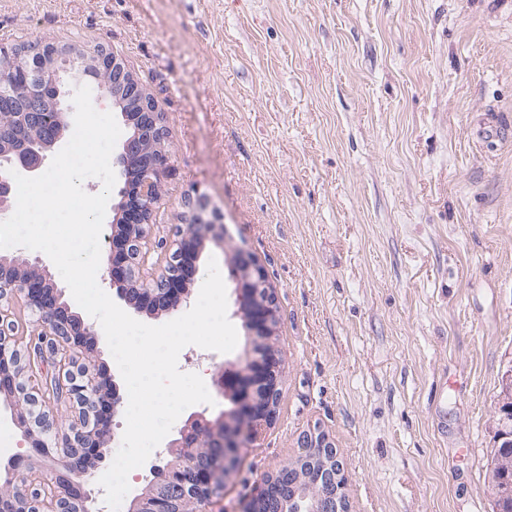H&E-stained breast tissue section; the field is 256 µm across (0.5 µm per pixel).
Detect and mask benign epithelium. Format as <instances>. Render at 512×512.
Returning a JSON list of instances; mask_svg holds the SVG:
<instances>
[{
  "label": "benign epithelium",
  "instance_id": "1",
  "mask_svg": "<svg viewBox=\"0 0 512 512\" xmlns=\"http://www.w3.org/2000/svg\"><path fill=\"white\" fill-rule=\"evenodd\" d=\"M0 55L9 61L0 70V106L14 111L12 124L0 127V169L7 171L0 177V221L10 216L14 178L9 171L36 176L47 154L63 146L64 132L72 128L74 113L67 101L74 89L106 74L111 80L103 92L134 108L122 113L134 134L122 143L115 159L124 182L105 272L119 286L117 297L135 311L176 309L198 273L205 241L222 243L229 232L227 226L203 217V198L189 196L183 203L184 218L196 234L179 225L165 235L157 231L160 176L169 167L170 156L154 98L123 60L103 46L86 52L43 39L21 48L1 46ZM232 258L248 335L242 364L219 377L233 407L215 420L193 414L183 423L178 438L169 444L172 460L152 468L153 478L132 498L129 512H177L184 500L209 501L235 471L240 449L275 418L282 377V357L275 343L279 323L275 289L251 254L237 249ZM16 298L42 330L34 353L22 351L16 344L13 313L0 308V393L14 399V415L29 451L47 457L52 449L50 397L29 391L24 381L34 365H54L52 395L64 396L74 416L59 459L65 472L43 473L35 479L27 474L25 457L16 456L10 467L22 476L23 490L1 501L0 512H91L84 491L91 477L86 461L104 456L105 432L121 401L118 387L79 362L77 354L90 349L93 333L72 312L49 272L1 256L0 303ZM495 423L498 438L490 463L495 512H512V369L497 401ZM336 461L329 437L319 429L308 431L289 468L266 476L243 512L263 508L274 512L294 499L300 487L313 493L311 512H350L344 467Z\"/></svg>",
  "mask_w": 512,
  "mask_h": 512
}]
</instances>
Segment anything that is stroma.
I'll list each match as a JSON object with an SVG mask.
<instances>
[{
	"instance_id": "stroma-1",
	"label": "stroma",
	"mask_w": 512,
	"mask_h": 512,
	"mask_svg": "<svg viewBox=\"0 0 512 512\" xmlns=\"http://www.w3.org/2000/svg\"><path fill=\"white\" fill-rule=\"evenodd\" d=\"M117 52L154 97L170 169L160 220L202 197L242 328L234 248L267 271L283 386L273 423L197 512H242L312 429L333 440L351 512H494L493 416L512 369V0H0V46ZM183 348L216 419L243 356ZM90 512L111 510L98 478Z\"/></svg>"
}]
</instances>
